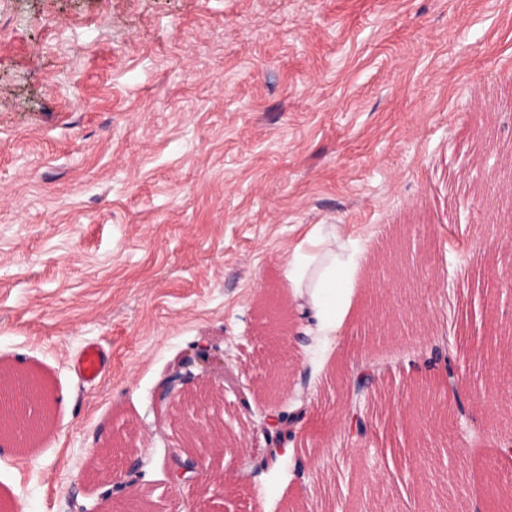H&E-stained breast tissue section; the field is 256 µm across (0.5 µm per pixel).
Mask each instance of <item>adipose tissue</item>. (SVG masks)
I'll use <instances>...</instances> for the list:
<instances>
[{"label":"adipose tissue","instance_id":"1","mask_svg":"<svg viewBox=\"0 0 512 512\" xmlns=\"http://www.w3.org/2000/svg\"><path fill=\"white\" fill-rule=\"evenodd\" d=\"M362 253L359 240L346 235L341 225L316 224L285 261L289 288L302 306L317 313V335H334L341 326Z\"/></svg>","mask_w":512,"mask_h":512}]
</instances>
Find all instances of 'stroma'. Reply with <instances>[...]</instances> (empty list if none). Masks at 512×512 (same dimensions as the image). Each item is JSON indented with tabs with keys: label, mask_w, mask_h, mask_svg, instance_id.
Listing matches in <instances>:
<instances>
[{
	"label": "stroma",
	"mask_w": 512,
	"mask_h": 512,
	"mask_svg": "<svg viewBox=\"0 0 512 512\" xmlns=\"http://www.w3.org/2000/svg\"><path fill=\"white\" fill-rule=\"evenodd\" d=\"M497 166L512 169V0H0V364L53 398L27 406L46 420L33 456L0 440V503L100 504L85 466L119 439L140 496L195 512L200 486L167 471L185 412L152 394L204 341L249 451L270 372L280 409L311 411L270 471L244 481L239 455L208 459L228 486L217 512H486L485 470L512 438L477 296L487 262L512 273ZM314 224L344 225L367 258L326 338L282 275ZM399 236L419 261L381 294L423 322L367 343L368 261ZM275 312L295 318L279 355ZM89 341L109 356L95 383L72 366ZM445 351L473 420L454 446V405L422 427L424 473L390 404L443 384ZM360 369L375 378L358 394ZM355 398L363 436L331 417Z\"/></svg>",
	"instance_id": "stroma-1"
}]
</instances>
